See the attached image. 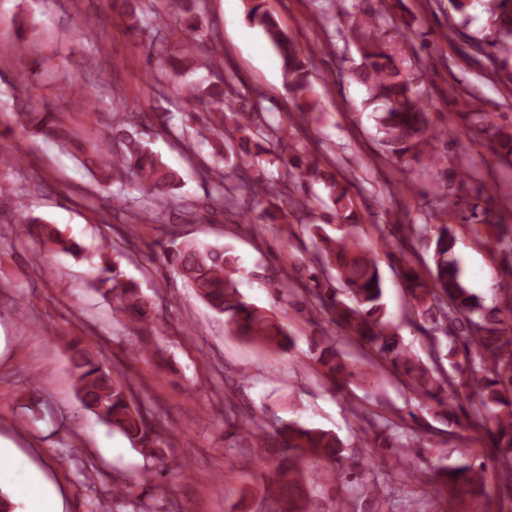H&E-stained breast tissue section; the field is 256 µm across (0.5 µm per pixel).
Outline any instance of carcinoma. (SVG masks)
<instances>
[{
    "mask_svg": "<svg viewBox=\"0 0 512 512\" xmlns=\"http://www.w3.org/2000/svg\"><path fill=\"white\" fill-rule=\"evenodd\" d=\"M137 7L130 0H115L113 8L128 21V28L137 32L151 26L153 38L164 44L158 54L155 73L176 80L193 72V67L205 66L221 72V60L206 53L203 42L212 33L202 28L206 0H166L167 11L157 7V0H139ZM480 3L488 15L493 31L490 45L512 46V0H448V14L466 20L475 3ZM249 18L261 26L278 52L283 65L289 95L295 101L296 112L303 116L318 105L311 79V59L300 50L279 25L261 0H251ZM175 23L184 39L166 45L167 29ZM411 22L392 24L384 12L360 11L352 15L351 31L362 37L359 51L361 62L351 69L367 87L368 105L374 107L380 143L397 162L416 161L428 167L438 155L435 143L442 131L432 127L422 104L419 90L422 68L417 51L409 36ZM181 98L206 112V120L189 114L191 124L184 125L182 136L197 147L218 138L224 114L233 113L241 133L228 151L239 159L252 152H265L279 160L285 173L275 180L258 183L241 176L237 193L230 195L216 186L213 202L233 206L243 197L255 205L269 200L274 210L262 209L256 216L260 223L280 225L288 213L309 209L308 202L292 196L298 183H320L328 190V200L320 201L328 209V217L336 219L341 234H329L321 224H306L304 228L314 239L316 253L310 267L314 287L307 290L308 320L322 325L332 324L358 342L372 348L381 364L402 380L412 400L420 408L431 404L453 407L465 400L466 426L483 430L492 442V456L504 479L503 488L512 491V295H505L500 305L488 307L465 287L454 255L455 231L450 224H406L407 238L417 237L432 249L433 269L424 277L411 252L392 251L388 226L377 224L383 246L390 260L397 262L409 303L408 323L423 335L428 359L416 356L403 342L398 329L385 320L383 284L376 256L360 238L359 217L349 194V186L336 181L333 173L323 169L311 152L300 150L279 135L278 128L267 123L256 125L255 113L263 111L262 98L248 99L224 82V77L204 86L184 81L177 86ZM463 126L472 134L485 138L500 161L512 166V115L473 108L458 113ZM23 129L45 140L57 143L76 158L82 167L100 183L128 173L134 176V188L144 206L126 209L128 223L138 224L148 216L160 218L154 206L180 185V176L164 166L142 142L128 134L123 148L114 150L108 143H87L75 133L59 113L45 106L31 105L19 113ZM436 195L448 211H457L466 197L450 195L445 186H436ZM476 218L471 231L484 238L492 249L504 254L512 268V239L505 238L502 217L492 207L490 199L484 205L469 203ZM25 230L37 242L74 257L82 256L80 244L65 236L60 229L39 218L25 220ZM169 257L182 278L212 310L224 315L230 332L255 345L290 351L295 338L276 316L248 303L238 289L235 274L236 259L218 248L200 247L194 243L170 242ZM123 250L111 255L98 253L96 283L103 294L111 298L118 311L126 314L139 333L155 327L152 300L141 284L122 279L118 257ZM73 367L75 394L82 407L95 415L112 430L124 435L146 461L165 459V449L173 448L154 412L140 401L136 384L104 364L91 351L82 337L67 345ZM313 360L323 377L342 388L352 381L363 380L366 374L355 362L346 359L337 347L335 337L325 333L317 345ZM235 406L224 399V439L229 447H243L248 438L257 446L274 447L279 462L275 478L265 491L266 498L286 505L284 512H316L307 494L308 481L336 485V479L355 481L370 492L377 491L375 481L367 477L375 473V465L360 467L353 458H342L340 440L319 428L306 427L293 420L279 419L273 431L253 420L240 425L231 419ZM378 433L375 447L394 455L402 462L409 437L402 431L401 417L370 423ZM312 456L322 464L313 472L300 467L302 459ZM486 464L464 463L438 465L423 471L425 482L444 490L462 486L470 492L483 488Z\"/></svg>",
    "mask_w": 512,
    "mask_h": 512,
    "instance_id": "carcinoma-1",
    "label": "carcinoma"
}]
</instances>
